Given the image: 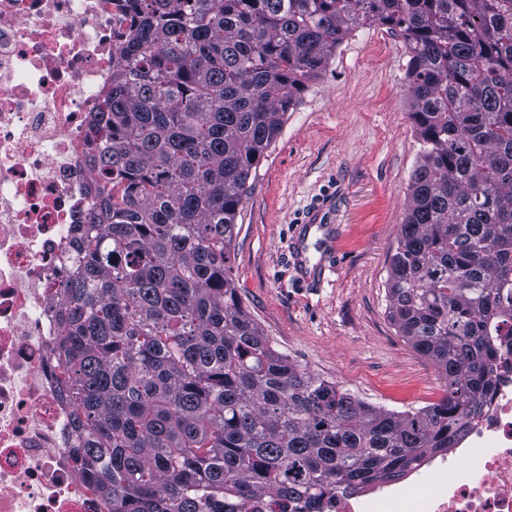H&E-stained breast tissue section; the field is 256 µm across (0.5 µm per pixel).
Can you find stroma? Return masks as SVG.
Masks as SVG:
<instances>
[{"label":"stroma","instance_id":"1","mask_svg":"<svg viewBox=\"0 0 512 512\" xmlns=\"http://www.w3.org/2000/svg\"><path fill=\"white\" fill-rule=\"evenodd\" d=\"M409 59L403 38L381 25L342 42L253 170L230 250L243 305L274 349L396 412L443 395L434 366L393 325L386 289L419 153ZM317 210L339 238L334 267L314 289L299 281L292 251Z\"/></svg>","mask_w":512,"mask_h":512}]
</instances>
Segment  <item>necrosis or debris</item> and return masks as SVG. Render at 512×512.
I'll use <instances>...</instances> for the list:
<instances>
[{"instance_id": "obj_1", "label": "necrosis or debris", "mask_w": 512, "mask_h": 512, "mask_svg": "<svg viewBox=\"0 0 512 512\" xmlns=\"http://www.w3.org/2000/svg\"><path fill=\"white\" fill-rule=\"evenodd\" d=\"M127 0H0V512H111L71 452L79 443L51 349L73 227L99 202L92 122L112 87ZM490 404L451 455L429 459L424 499L386 484L337 491L323 512H512V338Z\"/></svg>"}]
</instances>
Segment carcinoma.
<instances>
[{
    "mask_svg": "<svg viewBox=\"0 0 512 512\" xmlns=\"http://www.w3.org/2000/svg\"><path fill=\"white\" fill-rule=\"evenodd\" d=\"M112 68L100 206L60 289L55 379L74 465L112 512H320L450 448L512 336V0H133ZM410 50L420 143L390 319L442 398L366 404L273 349L229 266L250 174L357 27Z\"/></svg>",
    "mask_w": 512,
    "mask_h": 512,
    "instance_id": "carcinoma-1",
    "label": "carcinoma"
}]
</instances>
